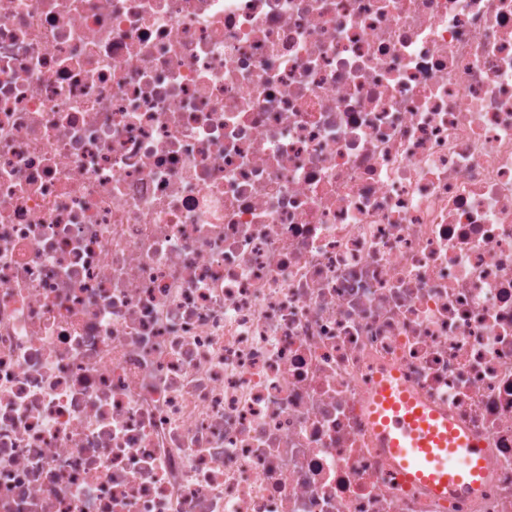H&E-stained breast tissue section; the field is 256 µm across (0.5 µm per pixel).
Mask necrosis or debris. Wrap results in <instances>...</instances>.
Segmentation results:
<instances>
[{"instance_id":"necrosis-or-debris-1","label":"necrosis or debris","mask_w":512,"mask_h":512,"mask_svg":"<svg viewBox=\"0 0 512 512\" xmlns=\"http://www.w3.org/2000/svg\"><path fill=\"white\" fill-rule=\"evenodd\" d=\"M0 512H512V0H0ZM372 410L382 448L410 481L443 497L477 488L484 451L457 421L419 405L388 381L374 395Z\"/></svg>"}]
</instances>
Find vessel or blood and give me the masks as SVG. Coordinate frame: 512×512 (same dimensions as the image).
Listing matches in <instances>:
<instances>
[{"instance_id": "vessel-or-blood-1", "label": "vessel or blood", "mask_w": 512, "mask_h": 512, "mask_svg": "<svg viewBox=\"0 0 512 512\" xmlns=\"http://www.w3.org/2000/svg\"><path fill=\"white\" fill-rule=\"evenodd\" d=\"M376 433L389 457L409 480L451 497L477 488L484 451L457 421L418 404L383 383L373 397Z\"/></svg>"}]
</instances>
